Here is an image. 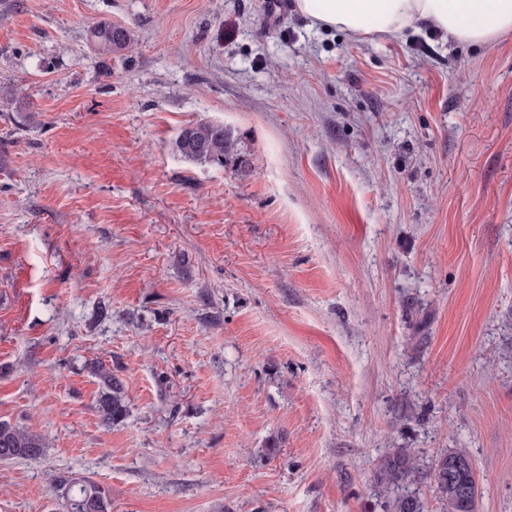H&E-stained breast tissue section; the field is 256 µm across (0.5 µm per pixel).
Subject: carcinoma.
<instances>
[{
    "mask_svg": "<svg viewBox=\"0 0 512 512\" xmlns=\"http://www.w3.org/2000/svg\"><path fill=\"white\" fill-rule=\"evenodd\" d=\"M91 39L101 54L124 49L132 40L131 31L116 24H103L91 31ZM173 150L193 162L224 165L234 150V142L224 125L200 121L185 126L173 142ZM90 371L101 382L95 410L102 422L122 421L127 412L124 388L120 380L100 360ZM44 439L23 428L0 423V461L37 458L44 454ZM379 486L387 494L385 512H426L419 485L428 484L441 500L444 512H476L477 485L470 456L463 448L439 454L424 470L410 448H391L376 471ZM54 489L65 500L67 512H110L108 493L93 481H77L63 474L54 479Z\"/></svg>",
    "mask_w": 512,
    "mask_h": 512,
    "instance_id": "carcinoma-1",
    "label": "carcinoma"
}]
</instances>
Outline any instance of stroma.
<instances>
[{
    "instance_id": "35a3bbf8",
    "label": "stroma",
    "mask_w": 512,
    "mask_h": 512,
    "mask_svg": "<svg viewBox=\"0 0 512 512\" xmlns=\"http://www.w3.org/2000/svg\"><path fill=\"white\" fill-rule=\"evenodd\" d=\"M265 2L0 0V422L47 442L0 512H66L60 473L112 512H383L391 448L467 449L512 512V33ZM198 121L223 166L173 152ZM119 28V34L116 29ZM91 39L101 54H112L124 49L132 40L130 29L117 24H103L91 31ZM187 139L197 147L187 145ZM173 150L188 161L223 166L224 158L234 150V142L223 124L200 121L181 129L173 142ZM90 371L101 382L95 410L104 424L121 422L127 412L124 388L120 380L112 377V371L101 360L91 363Z\"/></svg>"
}]
</instances>
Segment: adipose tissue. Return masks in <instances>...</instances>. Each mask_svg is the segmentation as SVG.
Segmentation results:
<instances>
[{"mask_svg": "<svg viewBox=\"0 0 512 512\" xmlns=\"http://www.w3.org/2000/svg\"><path fill=\"white\" fill-rule=\"evenodd\" d=\"M297 11L354 36L400 37L427 26L449 38L491 43L512 32V0H295Z\"/></svg>", "mask_w": 512, "mask_h": 512, "instance_id": "adipose-tissue-1", "label": "adipose tissue"}]
</instances>
